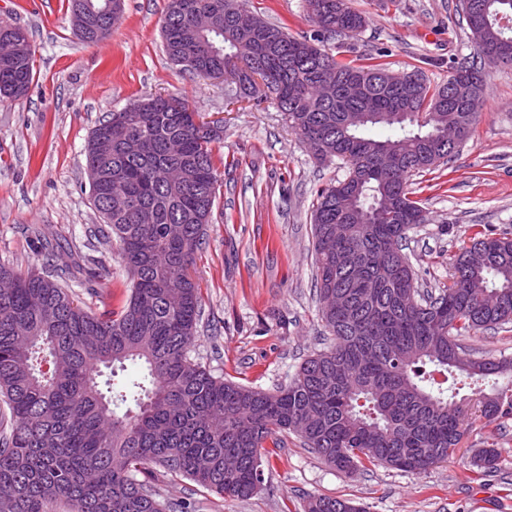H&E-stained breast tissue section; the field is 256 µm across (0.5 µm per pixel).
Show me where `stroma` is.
Here are the masks:
<instances>
[{
  "mask_svg": "<svg viewBox=\"0 0 512 512\" xmlns=\"http://www.w3.org/2000/svg\"><path fill=\"white\" fill-rule=\"evenodd\" d=\"M366 27L345 39V59L384 54L395 72L422 71L431 83L472 62L460 0H348ZM169 0H124L109 39L75 34L69 0H0V21L28 30L36 76L19 100L0 103V263L19 272L43 266L31 230L64 247L87 246L99 217L90 200L85 148L92 129L135 99L185 97L205 117L224 120L213 147L222 186L191 274L203 297L191 357L215 376L270 390L288 383L322 349L325 328L313 282L312 211L320 189L344 179L338 159H316L272 100L234 101L235 86L175 66L162 43ZM249 9L295 37L316 32L307 0H249ZM426 221L408 233L405 252L425 290L448 287L458 249L478 228L512 234V67L489 71L474 133L448 164L409 186ZM97 276L70 287L95 312L120 310L130 278L119 246H97ZM467 353L512 358V323L462 339ZM499 443L498 471L469 462L484 442ZM259 492L217 496L193 481L158 473L163 499L191 500L197 512H303L310 495L362 504L367 512H512V420L473 421L452 457L415 475L383 466L344 474L292 434L264 456Z\"/></svg>",
  "mask_w": 512,
  "mask_h": 512,
  "instance_id": "35a3bbf8",
  "label": "stroma"
}]
</instances>
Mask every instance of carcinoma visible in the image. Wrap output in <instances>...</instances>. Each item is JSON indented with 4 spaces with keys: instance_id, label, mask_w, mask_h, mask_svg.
<instances>
[{
    "instance_id": "cac0c4a2",
    "label": "carcinoma",
    "mask_w": 512,
    "mask_h": 512,
    "mask_svg": "<svg viewBox=\"0 0 512 512\" xmlns=\"http://www.w3.org/2000/svg\"><path fill=\"white\" fill-rule=\"evenodd\" d=\"M169 0L161 26L169 59L198 77L223 69L236 99L272 98L320 158L348 164L342 181L321 189L313 209L320 312L333 343L306 358L285 386L263 391L213 376L189 357L201 316L190 273L218 186L212 144L187 112L153 96L133 101L91 132L86 165L99 176L91 201L102 224L96 241L115 239L130 274L118 313L98 314L68 288L73 271L94 263L36 235L53 257L22 274L0 263V403L12 422L0 434V512H196L152 488L156 468L221 497L247 499L262 482L266 442L292 432L342 473L381 464L420 474L454 453L472 414L491 424L512 418V359L472 357L462 337L512 322V237L478 230L462 246L452 283L424 297L402 241L423 220L410 177L448 160L439 143L442 110L473 132L484 104L486 70L512 66V0H461L477 57L448 80L421 83L405 98L379 57L344 61L307 47L276 24L266 35L239 31L238 0H188L213 12L217 27L185 38L190 17ZM322 40L353 37L365 16L347 0H307ZM123 0H70L86 19L81 40L111 33ZM22 36V63H0V102L21 98L34 79L28 32L0 21V38ZM348 112L373 118L354 132ZM380 125L383 139L365 134ZM402 203L382 214L374 197ZM134 378L119 379L127 363ZM492 442L473 466L499 469ZM304 512H366L347 499L312 495Z\"/></svg>"
}]
</instances>
